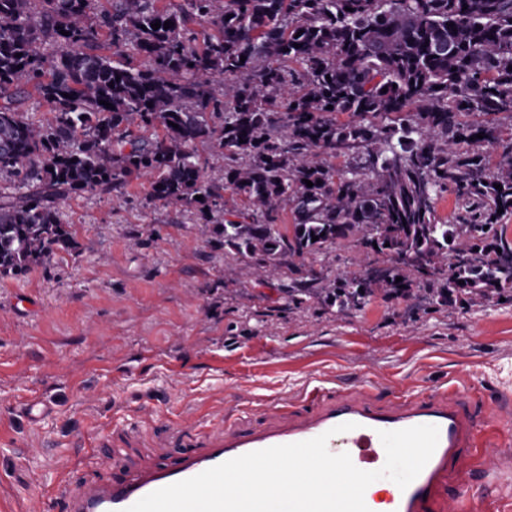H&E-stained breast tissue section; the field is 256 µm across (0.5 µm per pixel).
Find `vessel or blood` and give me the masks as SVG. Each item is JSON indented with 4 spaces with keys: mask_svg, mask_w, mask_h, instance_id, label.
Masks as SVG:
<instances>
[{
    "mask_svg": "<svg viewBox=\"0 0 512 512\" xmlns=\"http://www.w3.org/2000/svg\"><path fill=\"white\" fill-rule=\"evenodd\" d=\"M347 422L353 423V430L333 434V427ZM418 425L437 426L438 445L407 488L395 486L388 492L387 512H479L497 490L475 461L487 431L476 423L470 390L451 386L383 400L370 385L332 391L316 386L302 399L274 400L258 425L243 423L236 414L225 417L223 429L190 430V451L174 464L151 462L117 471L111 458H102L100 481L47 492L41 512H127L153 491L230 459L324 433L330 436L331 453H348L357 468L375 471L386 458L380 431Z\"/></svg>",
    "mask_w": 512,
    "mask_h": 512,
    "instance_id": "1",
    "label": "vessel or blood"
}]
</instances>
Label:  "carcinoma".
Wrapping results in <instances>:
<instances>
[{
    "label": "carcinoma",
    "mask_w": 512,
    "mask_h": 512,
    "mask_svg": "<svg viewBox=\"0 0 512 512\" xmlns=\"http://www.w3.org/2000/svg\"><path fill=\"white\" fill-rule=\"evenodd\" d=\"M33 92L44 121L21 111ZM511 112L512 0H0V275L81 251L64 200L145 178L214 246L288 274L290 308L416 287L427 310L512 305ZM444 192L456 224L436 222ZM352 236L388 263L301 276Z\"/></svg>",
    "instance_id": "cac0c4a2"
}]
</instances>
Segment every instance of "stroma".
<instances>
[{
  "mask_svg": "<svg viewBox=\"0 0 512 512\" xmlns=\"http://www.w3.org/2000/svg\"><path fill=\"white\" fill-rule=\"evenodd\" d=\"M84 193L61 205L83 246L0 277V512H39L61 481L90 482L105 451L125 463H169L195 415L219 422L308 386L351 380L406 392L455 384L476 394L480 421L512 402V306L484 302L412 318L403 300L363 310H288L281 272L215 249L209 226L147 200ZM354 239L303 272L360 271ZM48 408L40 420L31 402ZM143 404L150 414L124 419Z\"/></svg>",
  "mask_w": 512,
  "mask_h": 512,
  "instance_id": "1",
  "label": "stroma"
}]
</instances>
